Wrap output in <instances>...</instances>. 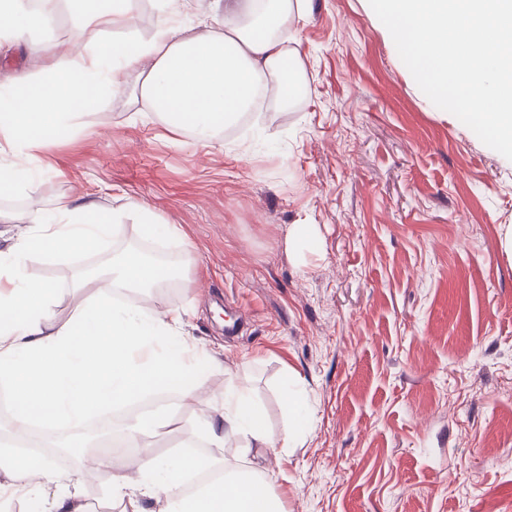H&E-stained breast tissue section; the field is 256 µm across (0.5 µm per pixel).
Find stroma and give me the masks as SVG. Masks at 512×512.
<instances>
[{
  "mask_svg": "<svg viewBox=\"0 0 512 512\" xmlns=\"http://www.w3.org/2000/svg\"><path fill=\"white\" fill-rule=\"evenodd\" d=\"M125 30L151 38L164 24L224 27L216 0L172 11L146 0ZM72 19L0 44V80L36 78L32 44L68 53ZM300 54L302 89L274 100L216 141L171 135L145 116L135 76L90 125L37 151L29 193L0 210L58 196L101 206L147 203L179 238L151 246L172 258L175 287L116 288L134 308L179 316L199 347L221 354L202 369L168 447L205 454L195 428L216 415L231 376L247 384L269 429L288 433L285 372L298 373L312 412L306 431L262 463L285 512H512V161L423 94L370 13L368 0H310L282 31ZM126 212L101 251L30 254L25 273L48 279L65 322L86 302L82 273L136 252ZM311 238L289 244L295 225ZM244 311L224 331L231 301ZM58 490L114 512L95 466L61 469Z\"/></svg>",
  "mask_w": 512,
  "mask_h": 512,
  "instance_id": "1",
  "label": "stroma"
}]
</instances>
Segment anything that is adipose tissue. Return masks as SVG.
Returning <instances> with one entry per match:
<instances>
[{"label": "adipose tissue", "instance_id": "1", "mask_svg": "<svg viewBox=\"0 0 512 512\" xmlns=\"http://www.w3.org/2000/svg\"><path fill=\"white\" fill-rule=\"evenodd\" d=\"M305 2L266 0L259 11L255 0H224L222 30L162 27L146 41L79 43L63 60L55 47H42L39 78L0 82V140L16 156L15 162L0 163V189L29 188L35 150L79 126L120 93L132 69L143 74L141 93L171 132L214 138L247 110L262 78H269L281 94L293 84L298 72L286 66L288 51L278 32L303 19ZM71 3L84 26L122 28L131 20L133 0ZM57 6L58 0H38L34 8L29 0H0V41L21 40L48 27ZM246 14L251 20L245 24L241 18ZM127 211L136 213L141 235L176 231L133 199L106 209L61 197L49 209L0 213V222L39 228L0 250V383L9 386L15 403V437H25L34 418L58 435L93 411L158 388L193 398L203 363L215 360L183 335L179 317L134 311L113 299L114 287L150 288L170 278L160 263L129 256L114 270L88 275L82 285L92 289L91 300L62 324L54 322L50 311L55 284L24 275L31 253L63 257L103 247ZM221 399L218 418L198 425L201 436L215 446L214 454L161 459L144 450L143 478L137 482L117 475L112 460L103 461L112 474V503L120 512H141V499L163 493L179 495L176 512H282L257 471L229 468L222 454L226 447L266 454L275 450L276 438L244 383L229 384ZM190 469L214 472L216 478L202 494L183 497L179 491Z\"/></svg>", "mask_w": 512, "mask_h": 512}]
</instances>
